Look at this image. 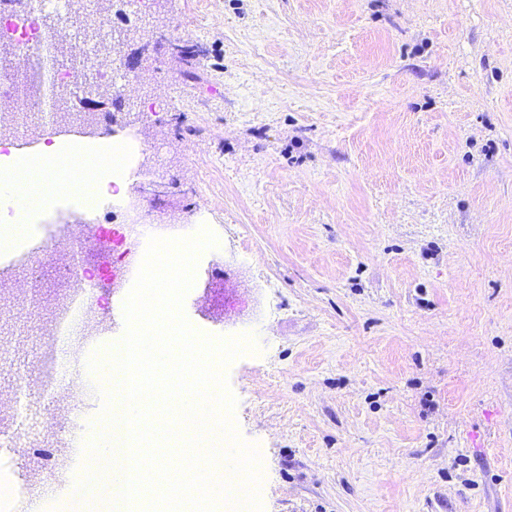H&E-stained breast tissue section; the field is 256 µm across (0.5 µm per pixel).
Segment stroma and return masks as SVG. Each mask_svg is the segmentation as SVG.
I'll use <instances>...</instances> for the list:
<instances>
[{"label": "stroma", "instance_id": "35a3bbf8", "mask_svg": "<svg viewBox=\"0 0 512 512\" xmlns=\"http://www.w3.org/2000/svg\"><path fill=\"white\" fill-rule=\"evenodd\" d=\"M85 130L138 129L144 219L223 244L183 311L252 335L227 369L263 512H512V0H99ZM59 249L0 288L17 407L56 320ZM26 464L22 512H110Z\"/></svg>", "mask_w": 512, "mask_h": 512}]
</instances>
